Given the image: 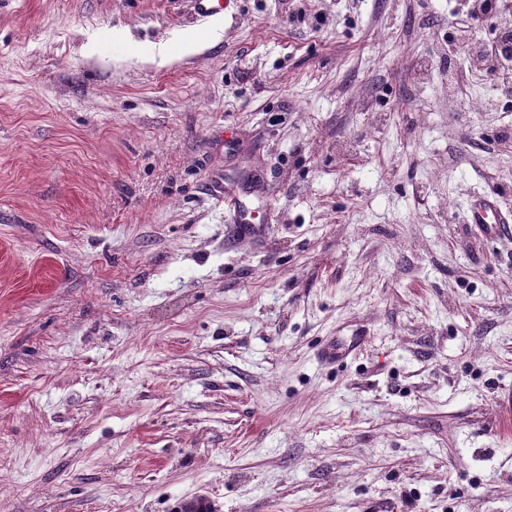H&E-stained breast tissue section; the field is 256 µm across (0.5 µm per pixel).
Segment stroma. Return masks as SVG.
<instances>
[{"label": "stroma", "instance_id": "obj_1", "mask_svg": "<svg viewBox=\"0 0 512 512\" xmlns=\"http://www.w3.org/2000/svg\"><path fill=\"white\" fill-rule=\"evenodd\" d=\"M470 8L0 0V512H512V232L466 221L512 96L449 40L512 13ZM214 196L224 203V210L229 216L231 224H245L248 233L259 235L263 231L262 225H255L252 221V211L245 198L229 183L224 184V178H218L212 186ZM368 342L367 336H351L347 339L329 338L318 351L320 360L325 364L339 365L347 359L361 353Z\"/></svg>", "mask_w": 512, "mask_h": 512}]
</instances>
